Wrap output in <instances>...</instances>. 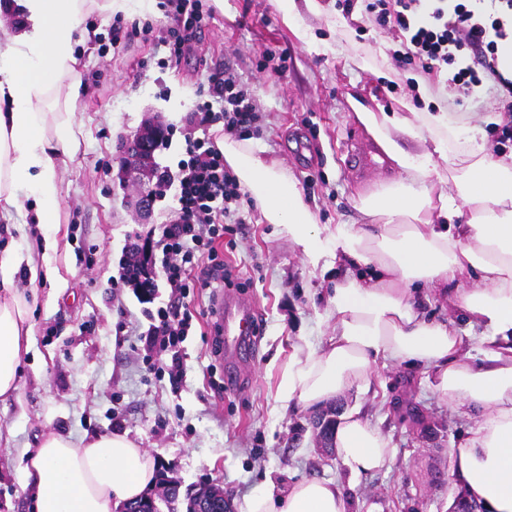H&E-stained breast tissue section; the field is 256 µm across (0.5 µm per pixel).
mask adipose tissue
I'll return each mask as SVG.
<instances>
[{"instance_id": "ef3b65f1", "label": "adipose tissue", "mask_w": 512, "mask_h": 512, "mask_svg": "<svg viewBox=\"0 0 512 512\" xmlns=\"http://www.w3.org/2000/svg\"><path fill=\"white\" fill-rule=\"evenodd\" d=\"M148 0H5L0 6V221L31 202L38 228L58 223V173L80 147L74 106L82 82L74 34L89 11L128 14ZM398 180L359 199L360 221L320 228L295 177L250 146L218 147L264 223L298 247L312 268L343 264L328 297L330 333L288 358L282 406L315 410L368 389L379 364L422 368L449 406L478 419L449 460L468 498L512 512V154L461 139V112L358 115ZM466 223H458L460 213ZM37 282L33 254L0 253V400L17 396L31 305L14 288ZM444 290L464 327L426 317L419 292ZM480 362H473V354ZM334 445L352 477L384 468L389 439L360 406L338 417ZM33 512H113L156 483V458L124 433L80 441L46 431L23 449ZM341 484L306 478L287 490L244 497L239 512H348Z\"/></svg>"}]
</instances>
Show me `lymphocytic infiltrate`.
<instances>
[{
	"instance_id": "obj_1",
	"label": "lymphocytic infiltrate",
	"mask_w": 512,
	"mask_h": 512,
	"mask_svg": "<svg viewBox=\"0 0 512 512\" xmlns=\"http://www.w3.org/2000/svg\"><path fill=\"white\" fill-rule=\"evenodd\" d=\"M336 5L344 18L358 10L379 27L398 32L399 43L390 52L397 67L413 64L424 74L445 75L449 86L463 96L481 85L484 76L498 78L504 107L512 112V80L498 71L500 49L512 41V0H492L487 9L482 0H336ZM160 6L171 27L157 43L169 57L180 58L201 28L204 5L202 0H161ZM475 51L481 56L476 67L467 61ZM207 81L213 100L188 115L191 128L218 123L231 136L257 132L259 109L248 86L229 70L211 73ZM156 183L174 189L178 205L156 242L162 260L152 262L144 246L130 243L113 288L133 282L153 288L161 282L185 299L197 288L232 287V274L219 260L216 243L224 236L227 215L244 223L238 213L242 192L212 135L185 134L176 170L157 171ZM205 260L211 263L209 270L196 276ZM194 316L185 303L158 309L145 333L148 348H177Z\"/></svg>"
}]
</instances>
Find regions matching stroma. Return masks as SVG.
I'll return each mask as SVG.
<instances>
[{
  "label": "stroma",
  "instance_id": "obj_1",
  "mask_svg": "<svg viewBox=\"0 0 512 512\" xmlns=\"http://www.w3.org/2000/svg\"><path fill=\"white\" fill-rule=\"evenodd\" d=\"M205 8L194 48L166 69L157 65L163 49L153 44L135 39L114 49L111 16L94 12L81 22L94 33L90 45L75 46L84 137L59 172L60 222L43 234L29 224L0 236V251L45 254L40 268L51 273L36 283L19 395L0 402V512H29L20 451L37 448L48 430L75 439L128 433L183 487L218 484L233 503L268 481L284 490L318 477L346 484L350 512H451L462 487L449 470L450 455L476 419L433 394L421 370L379 367L368 391L336 401L340 411L361 404L395 448L388 469L354 481L338 455L316 447L313 413L282 409L284 366L295 348L327 332L323 317L336 273L311 271L274 225L261 222L251 197L241 200L246 224L225 233L218 248L234 287L199 288L187 299L199 318L179 352L178 381L167 371L170 353L148 350L143 338L150 314L169 303V289L147 298L140 289L112 286L136 234L158 229L176 207L169 196L154 201L148 223L138 221L131 206L136 186L121 167L125 140L145 125L164 124L173 143L158 147L154 161L175 166L188 113L210 97L212 71L232 69L247 83L261 114L258 133L243 141L295 176L317 224L356 223L358 199L399 177L355 113L359 105L404 115L414 109L407 81L419 73L395 66L394 34L369 19L340 32L321 19L307 45L273 0H224L220 7L205 0ZM340 34L345 54L316 52ZM267 54L286 56L285 69L258 72ZM419 92L435 111L468 113L464 136L496 149L494 125L481 121L499 108L493 79L461 100L442 80L424 79ZM361 145L374 166L360 175L353 150ZM221 297L249 302L260 316L234 387L224 381L226 358L213 353L209 312Z\"/></svg>",
  "mask_w": 512,
  "mask_h": 512
}]
</instances>
